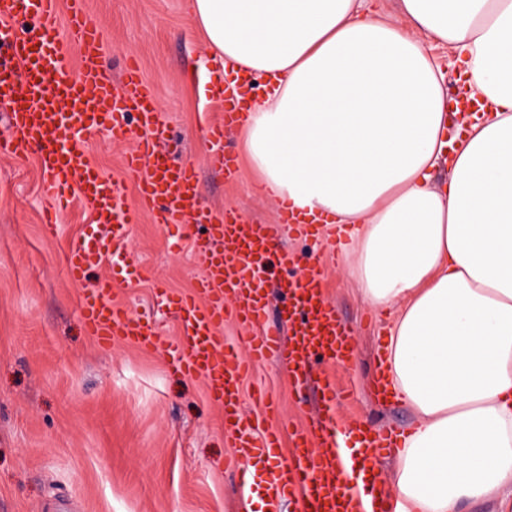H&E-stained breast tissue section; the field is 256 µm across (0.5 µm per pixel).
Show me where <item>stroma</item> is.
<instances>
[{"instance_id": "obj_1", "label": "stroma", "mask_w": 512, "mask_h": 512, "mask_svg": "<svg viewBox=\"0 0 512 512\" xmlns=\"http://www.w3.org/2000/svg\"><path fill=\"white\" fill-rule=\"evenodd\" d=\"M86 7L103 23L113 84L121 83L129 57L152 84L168 129L162 147L171 161L196 166L201 205L234 209L251 223H275L278 205L260 191L252 169L240 166L229 182L207 164V131L223 104L201 77L208 46L187 0H86ZM135 143L132 137L113 141L104 131L89 137L86 156L108 181L122 184L124 154ZM41 179L34 153L0 158V512H54L59 499L71 500L74 512H240L238 477L224 468L232 453L224 414L202 379L171 368L162 351L127 342L100 346L78 308L82 288L110 275L117 302L152 315L162 335L175 339L177 319L153 311L152 296L159 281L192 291L203 272L193 248L195 226L174 228L143 216L126 244L133 273L113 272L105 263L74 284L63 257L91 214L79 202L59 210L56 234L45 236ZM282 244L322 268L325 297L354 332L351 365L316 369L353 387L350 399L336 404L337 421L394 431L408 426L413 417L406 407L372 395L384 317L342 274V244L288 233ZM261 389L278 403L282 419L297 425L307 423L320 400L298 391L270 363L243 381L242 414L260 418L253 395Z\"/></svg>"}]
</instances>
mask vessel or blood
Instances as JSON below:
<instances>
[{
  "label": "vessel or blood",
  "instance_id": "obj_1",
  "mask_svg": "<svg viewBox=\"0 0 512 512\" xmlns=\"http://www.w3.org/2000/svg\"><path fill=\"white\" fill-rule=\"evenodd\" d=\"M57 5L58 0H0V104L7 107L0 155L36 152L42 189L54 206L76 197L90 210L93 228L65 254L68 278L83 282L107 258L125 264L120 247L143 213L160 224L191 223L202 229L194 249L204 273L194 295L154 291L155 305L179 322L174 342H167L146 317L117 303L107 276L79 299L83 326L105 346L127 341L147 352L166 349L173 368L202 378L208 398L224 411V436L235 450L232 465L241 487H253L258 470L267 472V512H281L287 502L297 504L299 512H397L385 492L366 498L360 491L361 484L375 483L376 456L391 447V436L364 426H338L336 386L313 376L318 361L351 363L356 356L352 333L326 301L321 271L312 266L298 273V257L275 248L279 226L312 237L319 224L284 205L274 224H251L235 211L218 214L203 207L194 166L172 164L157 148L165 128L155 91L136 61L126 63L121 85L113 86L102 65V22L88 14L85 0H70L69 34L81 48V66L73 68L56 32ZM21 18L31 23L22 34L15 28ZM131 113L145 131L125 157L126 172L137 183L133 206L122 188L85 159L89 136L102 131L116 140L130 136L126 117ZM241 121L240 103L235 95H226L222 118L210 128L211 139L223 141L225 132ZM273 263L292 271L281 284L289 301L285 332L266 324L265 285ZM229 317L252 329L241 346L224 340ZM269 361L286 368L297 387H314L321 395V408L308 425L286 436L277 428L259 430L240 411L244 376ZM342 436L357 438L358 447H341ZM285 438L291 442L288 463L267 469Z\"/></svg>",
  "mask_w": 512,
  "mask_h": 512
}]
</instances>
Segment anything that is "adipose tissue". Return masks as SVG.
<instances>
[{
    "label": "adipose tissue",
    "instance_id": "ef3b65f1",
    "mask_svg": "<svg viewBox=\"0 0 512 512\" xmlns=\"http://www.w3.org/2000/svg\"><path fill=\"white\" fill-rule=\"evenodd\" d=\"M210 63L262 79L242 124L261 190L348 236L387 313L398 512L512 505V0H188ZM479 111L448 140L445 66ZM444 170L435 180L434 170Z\"/></svg>",
    "mask_w": 512,
    "mask_h": 512
}]
</instances>
